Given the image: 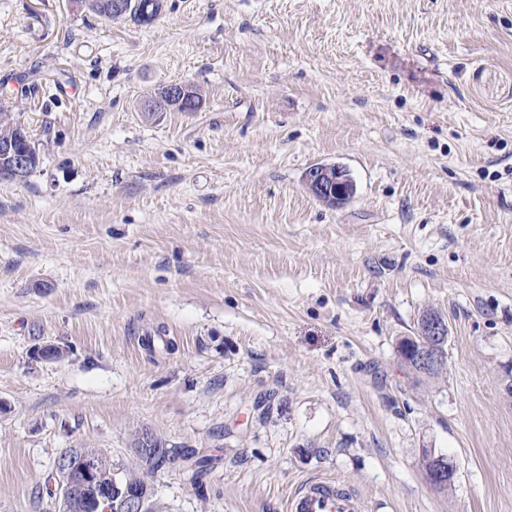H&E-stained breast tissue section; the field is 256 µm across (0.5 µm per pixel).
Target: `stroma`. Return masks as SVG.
I'll return each instance as SVG.
<instances>
[{"label": "stroma", "mask_w": 512, "mask_h": 512, "mask_svg": "<svg viewBox=\"0 0 512 512\" xmlns=\"http://www.w3.org/2000/svg\"><path fill=\"white\" fill-rule=\"evenodd\" d=\"M163 4L0 0V112L41 156L0 178V512H62L60 453L127 465L138 428L211 461L150 475L169 512H289L316 475L512 512V0ZM178 82L199 111H143ZM321 164L349 201L308 192ZM430 310L447 371L416 385L396 343ZM115 0H88V7L107 18H130L139 25H149L162 12V0H120L125 4V12L119 14L112 9ZM429 452H430V455H432L435 458V456L433 455V452H434L433 448H429V451L427 448L422 450L421 467H422V470H423L425 476H426V473H428V472L433 473L435 478H437L438 481H440V484L433 485V483L435 482V478H434V476H429V482L432 484V486H434L437 489H442V490L448 489V487H451V484L448 483V480L453 478L455 471L457 469L456 463L451 458L448 457V473H446L442 469L444 464L440 465V463L433 462L429 455ZM438 470H441L440 475H438V473H437ZM446 480H447V483H443Z\"/></svg>", "instance_id": "stroma-1"}]
</instances>
